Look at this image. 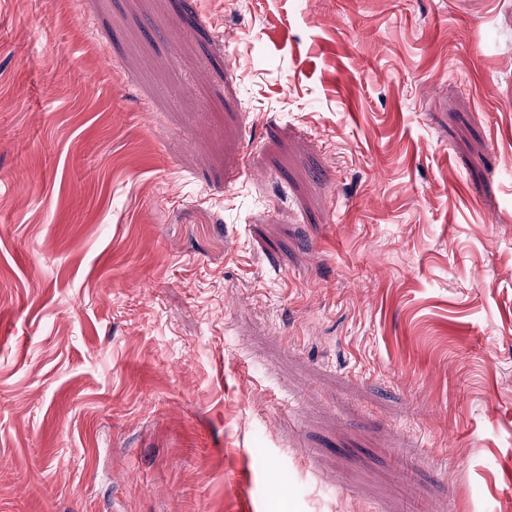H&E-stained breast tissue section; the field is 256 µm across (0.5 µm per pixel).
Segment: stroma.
<instances>
[{
    "label": "stroma",
    "instance_id": "1",
    "mask_svg": "<svg viewBox=\"0 0 512 512\" xmlns=\"http://www.w3.org/2000/svg\"><path fill=\"white\" fill-rule=\"evenodd\" d=\"M511 497L512 0H0V512Z\"/></svg>",
    "mask_w": 512,
    "mask_h": 512
}]
</instances>
